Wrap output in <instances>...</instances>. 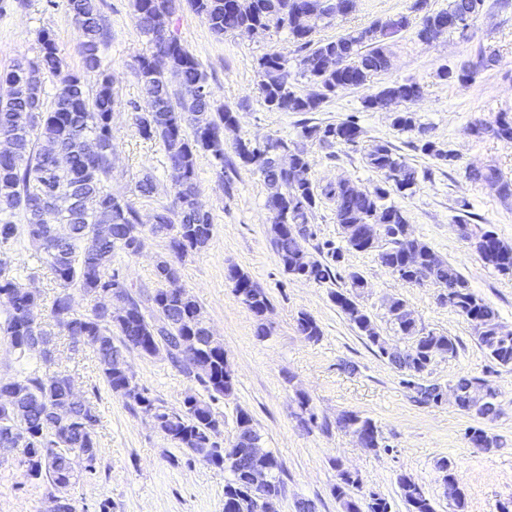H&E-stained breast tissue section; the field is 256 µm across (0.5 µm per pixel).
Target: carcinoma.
<instances>
[{
	"mask_svg": "<svg viewBox=\"0 0 512 512\" xmlns=\"http://www.w3.org/2000/svg\"><path fill=\"white\" fill-rule=\"evenodd\" d=\"M102 0H65V8L78 34V48L83 72L66 68L54 34L41 30L39 56L35 61L16 60L0 73V83L8 92L0 96V138L13 144V152L0 155V248L16 239L17 216H22L28 240L36 247L38 260L53 274L59 291L49 307V317L68 336H87L100 365L104 383L111 393L124 399L135 413L151 419L155 428L192 456L231 473L224 485V512H254L248 494L249 472L253 466L247 457L246 441L260 440L251 416L242 411L237 416V433L230 448H220L214 438L223 421L214 412L212 402L233 393V377L224 363V343L210 339L204 312L195 298L178 296L157 288L151 292L130 288L121 269L112 267V256L140 254L144 245V224L137 211L112 194V63L103 55L111 34L101 10ZM473 0H449L448 8L430 17L419 18L417 31L432 29L442 19L464 13ZM216 36L238 31L248 35L271 29L288 30L298 43L300 75L312 85L306 94L290 86L288 60L272 52L258 59L259 89L268 109L278 112H316L328 95L347 85L364 86L372 77L388 69L385 40L407 29L411 19L405 14L377 20L354 34L326 42L311 39L313 28L302 27L295 19L302 12H315L321 19L333 16L324 0H190ZM175 0H134L136 26L147 39L148 49L137 58L136 74L144 96L152 108L136 116L138 130L146 139L159 140L169 164L174 203L153 216L150 232L168 238V250L174 259L160 257L155 264L159 282L178 277L174 260H181L204 249L213 230L212 216L199 205L197 159L202 152L224 164V129L237 123L227 108L212 112L207 76L198 59L179 39L167 31L155 29L157 17L171 15ZM489 57L481 52L460 72L443 68V80L474 77L487 67ZM96 77V89L89 92L87 76ZM57 79L51 101L44 98L43 78ZM422 88L415 82H395L365 97L367 109L387 110L400 103L415 101ZM392 125L401 132L417 135L419 150L443 163L453 165L456 156L437 147L427 138L426 128L417 123L414 113L402 111L393 116ZM472 132L481 136L512 141V121L504 118L494 127L476 124ZM301 134L329 146H356L362 129L350 115L338 123L304 125ZM278 149L256 152L257 145L238 139L235 154L245 166L261 173L270 193L269 209L274 212L271 240L284 271L296 278L322 284L331 278L330 267L312 258L304 241L310 216L319 201L335 204L336 223L350 225H385L388 247L378 253L381 264L400 280L415 285L427 283L448 292V307L469 321L478 343L496 364L512 366V336L497 334L496 310L478 297L451 263L441 259L424 241L403 237L408 220L397 206L387 204L393 192H413L418 171L397 157L388 143L375 141L364 157L381 179L367 193H362L346 179L325 186L309 178L310 162L304 151L292 149L288 142L277 141ZM68 163L61 165L59 158ZM467 178L474 182L494 183L499 196L512 198V181L498 170L471 169ZM457 225L468 229L467 242L483 263L502 275H512V245L491 229L476 230L465 217ZM234 292L253 314L262 318L270 308L267 294L251 278L234 267L227 274ZM350 291H337L333 300L347 320L377 349L379 356L403 372L405 384L421 403H438L437 385L424 384L416 378L428 371L435 355L454 356L455 341L444 335L424 332L415 320H405L399 310L401 299L388 309L396 331L414 337L406 349L384 351L386 340L371 316L355 301L364 278L348 275ZM86 295L110 294L118 302L114 315L96 311L83 316L74 309L72 289ZM12 301V307L0 320V337L9 341L23 359L39 351L37 339L48 344L42 333L43 305L40 295L22 287L11 273L0 275V297ZM297 329L310 342L322 336L315 318L302 313ZM199 337L200 347L189 356L182 348L189 332ZM136 349L147 356L166 355L171 363L195 381L206 396L190 393L179 407H169L153 396L135 376L117 368L115 357ZM57 371L35 367L6 383H0V447L13 442V431L29 435L27 458L20 462L23 475L30 480L67 489L83 476L96 473L98 448L95 427L99 416L93 402L81 401L70 407L69 425L57 430L55 410L66 404L65 380ZM340 428L365 436L379 437L369 418L345 413L337 421ZM466 438L477 448H496L497 439L478 427L466 431ZM262 465L268 483L265 495L281 500L283 484L277 476L280 463L270 455ZM437 468L453 497L454 512H465V498L459 487L455 465L441 460ZM400 497L406 512H435L424 486L413 476L397 477ZM359 479L340 469L332 493L343 512H392L391 502L376 493L358 498L354 490Z\"/></svg>",
	"mask_w": 512,
	"mask_h": 512,
	"instance_id": "carcinoma-1",
	"label": "carcinoma"
}]
</instances>
